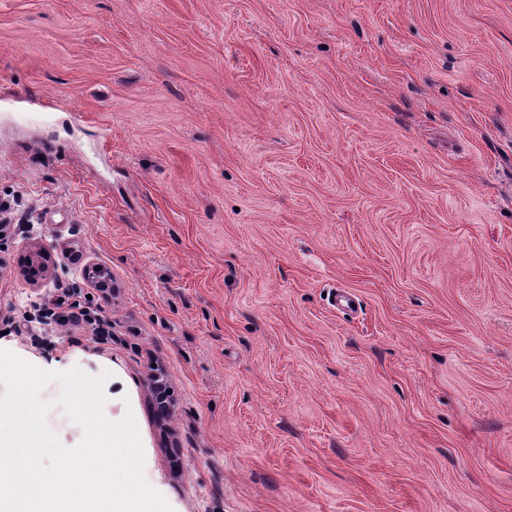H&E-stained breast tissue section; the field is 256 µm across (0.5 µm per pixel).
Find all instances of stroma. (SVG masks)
I'll use <instances>...</instances> for the list:
<instances>
[{
  "mask_svg": "<svg viewBox=\"0 0 512 512\" xmlns=\"http://www.w3.org/2000/svg\"><path fill=\"white\" fill-rule=\"evenodd\" d=\"M8 93L0 350L171 512H512V0H0ZM69 299L70 297L68 293L66 291H62L53 301L56 309H62V311L59 313V322L61 321V318H64L63 322H60L64 325L75 323L79 320H84L90 324H93L87 311H84L83 309H80L78 313L73 311V309H76L77 306L75 303H69Z\"/></svg>",
  "mask_w": 512,
  "mask_h": 512,
  "instance_id": "stroma-1",
  "label": "stroma"
}]
</instances>
